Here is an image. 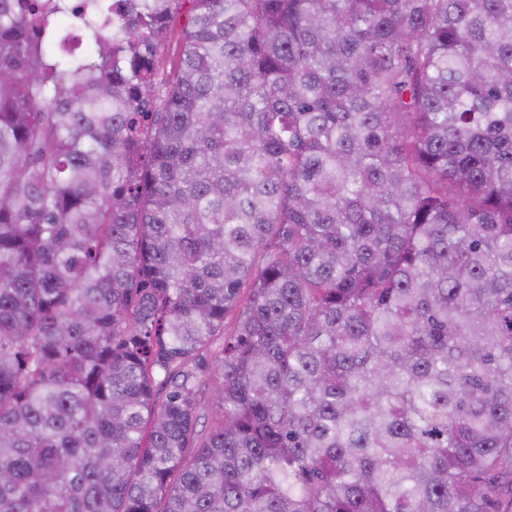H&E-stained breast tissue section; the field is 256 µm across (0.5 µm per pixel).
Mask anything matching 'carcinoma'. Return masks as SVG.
Masks as SVG:
<instances>
[{"label": "carcinoma", "instance_id": "carcinoma-1", "mask_svg": "<svg viewBox=\"0 0 512 512\" xmlns=\"http://www.w3.org/2000/svg\"><path fill=\"white\" fill-rule=\"evenodd\" d=\"M0 512H512V0H0ZM185 21L186 18L183 14H177L170 24L168 33L163 38L159 49L160 73L169 71L179 60L180 32Z\"/></svg>", "mask_w": 512, "mask_h": 512}]
</instances>
